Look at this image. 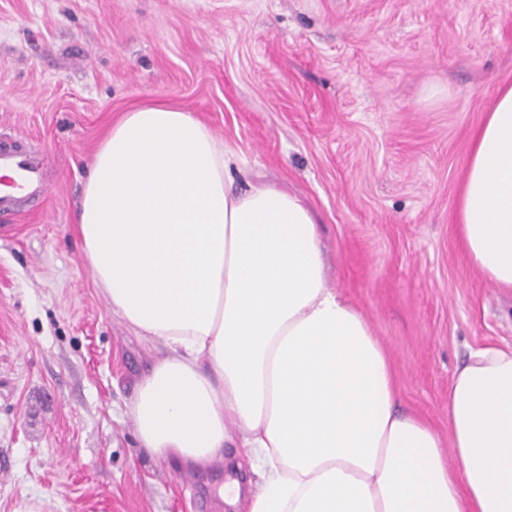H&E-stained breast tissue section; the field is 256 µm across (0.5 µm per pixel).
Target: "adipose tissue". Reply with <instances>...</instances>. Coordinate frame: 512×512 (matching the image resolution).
<instances>
[{"mask_svg":"<svg viewBox=\"0 0 512 512\" xmlns=\"http://www.w3.org/2000/svg\"><path fill=\"white\" fill-rule=\"evenodd\" d=\"M236 152L166 104L112 123L75 215L112 310L166 355L127 413L151 454L191 469L241 448L260 477L245 512H512V349L471 352L448 434L396 406L389 352L331 288L318 221L269 183L233 189ZM460 243L512 289V86L472 132Z\"/></svg>","mask_w":512,"mask_h":512,"instance_id":"adipose-tissue-1","label":"adipose tissue"}]
</instances>
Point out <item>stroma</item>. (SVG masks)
Here are the masks:
<instances>
[{
	"label": "stroma",
	"mask_w": 512,
	"mask_h": 512,
	"mask_svg": "<svg viewBox=\"0 0 512 512\" xmlns=\"http://www.w3.org/2000/svg\"><path fill=\"white\" fill-rule=\"evenodd\" d=\"M506 85L512 0H0V138L47 188L0 213V512H231L221 490L251 475L178 469L127 414L164 348L113 313L74 218L98 143L140 105L199 116L237 187L305 198L400 406L447 433L457 364L512 346V291L457 235L469 137Z\"/></svg>",
	"instance_id": "stroma-1"
}]
</instances>
